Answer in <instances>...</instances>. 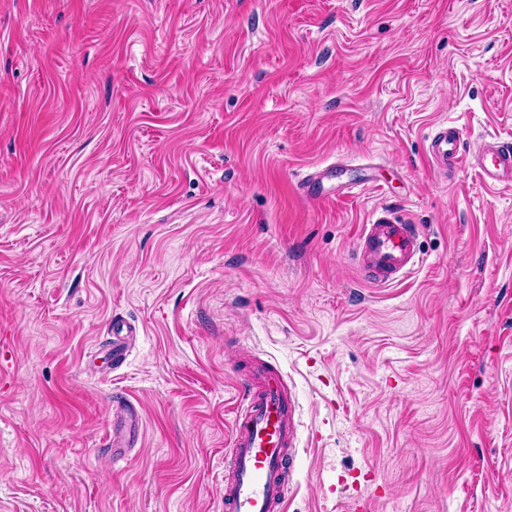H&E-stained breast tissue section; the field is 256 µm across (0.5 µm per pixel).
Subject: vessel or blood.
Returning a JSON list of instances; mask_svg holds the SVG:
<instances>
[{
    "mask_svg": "<svg viewBox=\"0 0 512 512\" xmlns=\"http://www.w3.org/2000/svg\"><path fill=\"white\" fill-rule=\"evenodd\" d=\"M426 157L434 170L473 169L489 186H512V143L492 140L467 150L462 132L441 125L429 140ZM327 168L309 167L299 179L310 201L352 194V183L325 187ZM417 225L376 217L362 225L356 264L375 288L391 286L413 273L421 261ZM241 420L230 440V464L224 477V512H287L290 476L298 456L297 403L282 375L257 364L241 379Z\"/></svg>",
    "mask_w": 512,
    "mask_h": 512,
    "instance_id": "1",
    "label": "vessel or blood"
}]
</instances>
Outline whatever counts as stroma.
Returning <instances> with one entry per match:
<instances>
[{
  "mask_svg": "<svg viewBox=\"0 0 512 512\" xmlns=\"http://www.w3.org/2000/svg\"><path fill=\"white\" fill-rule=\"evenodd\" d=\"M442 124L512 142V0H0V512H224L259 360L288 512H512V188L436 174ZM339 158L376 187L303 199ZM385 210L422 261L371 288ZM339 166L330 165L327 167L310 166L308 171L299 179L298 189L301 195L309 201H319L325 198H336V196H347L353 193L354 184L344 182L325 188L323 179L327 174L338 169Z\"/></svg>",
  "mask_w": 512,
  "mask_h": 512,
  "instance_id": "1",
  "label": "stroma"
}]
</instances>
